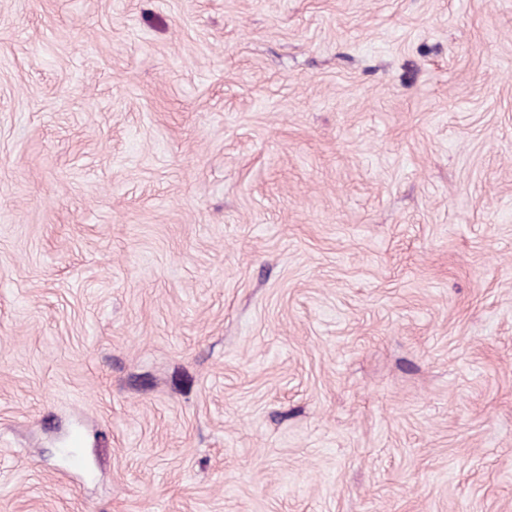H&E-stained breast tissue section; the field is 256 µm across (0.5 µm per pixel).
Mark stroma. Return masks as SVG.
Segmentation results:
<instances>
[{
	"instance_id": "stroma-1",
	"label": "stroma",
	"mask_w": 512,
	"mask_h": 512,
	"mask_svg": "<svg viewBox=\"0 0 512 512\" xmlns=\"http://www.w3.org/2000/svg\"><path fill=\"white\" fill-rule=\"evenodd\" d=\"M0 512H512V0H0Z\"/></svg>"
}]
</instances>
